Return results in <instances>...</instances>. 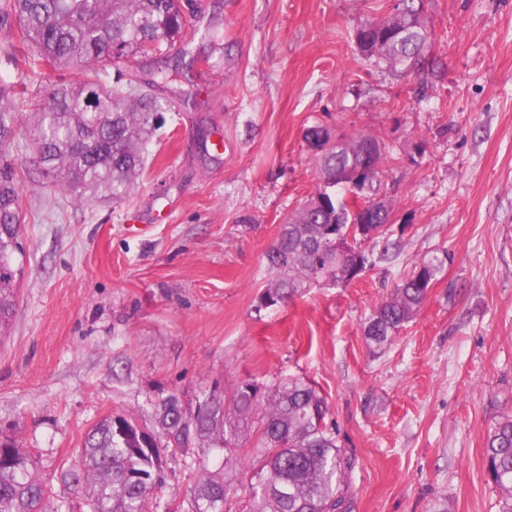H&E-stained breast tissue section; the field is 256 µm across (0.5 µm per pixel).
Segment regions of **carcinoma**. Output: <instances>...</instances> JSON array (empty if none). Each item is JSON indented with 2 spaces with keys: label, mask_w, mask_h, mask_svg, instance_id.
Here are the masks:
<instances>
[{
  "label": "carcinoma",
  "mask_w": 512,
  "mask_h": 512,
  "mask_svg": "<svg viewBox=\"0 0 512 512\" xmlns=\"http://www.w3.org/2000/svg\"><path fill=\"white\" fill-rule=\"evenodd\" d=\"M17 21L22 57L11 56L18 80H0V343L13 325L24 221L16 171L22 167L16 122L34 113L36 158L44 176L59 177L79 206L103 196L118 203L145 165L142 145L166 111L149 91L107 81L106 67L131 56L163 53L190 26L183 0H5L0 22ZM420 14L396 17L388 35L361 48L363 55L387 68L408 73L426 62L429 31L416 30ZM82 72L79 82L43 86L41 64ZM195 60L167 55L157 67L167 83L187 72ZM304 140L319 175L313 196L279 226L266 253L270 282L257 308L275 306L321 282L338 286L361 278L376 265L365 251L337 252L336 236L349 227H381L389 215L374 208L380 180L355 183L361 152L383 150L374 136L357 133L329 144V131L306 128ZM359 187L366 198L361 212L348 208L346 193ZM444 261L430 257L416 264L381 301L363 328L366 341L388 345L408 324L442 273ZM160 432L140 430L131 417L107 415L88 432L72 466L64 472L88 503L90 512H148L161 486L162 448L206 450L186 491L187 512H224L238 481L232 462L251 443L260 466L250 477L248 512H345L343 476L351 459L327 427V405L300 377H282L271 385L242 380L225 391L219 386L183 405L176 393L151 402ZM11 462L0 463V512H43L48 489L30 469V454L11 440H1ZM485 467L501 493L498 512H512V418L490 427Z\"/></svg>",
  "instance_id": "1"
}]
</instances>
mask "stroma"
Wrapping results in <instances>:
<instances>
[{"mask_svg":"<svg viewBox=\"0 0 512 512\" xmlns=\"http://www.w3.org/2000/svg\"><path fill=\"white\" fill-rule=\"evenodd\" d=\"M394 0H191L192 82L136 55L109 80L169 104L119 203L77 206L34 156L19 176L24 272L0 344V436L32 453L44 512H89L62 474L110 414L297 376L353 465L347 512H498L489 426L512 416V0H423L429 62L375 65L358 26ZM196 104L185 103V94ZM376 136L396 256L346 286L257 309L278 226L318 186L303 138ZM445 267L391 345L363 326L422 259ZM198 448L163 455L151 512L184 500Z\"/></svg>","mask_w":512,"mask_h":512,"instance_id":"obj_1","label":"stroma"}]
</instances>
